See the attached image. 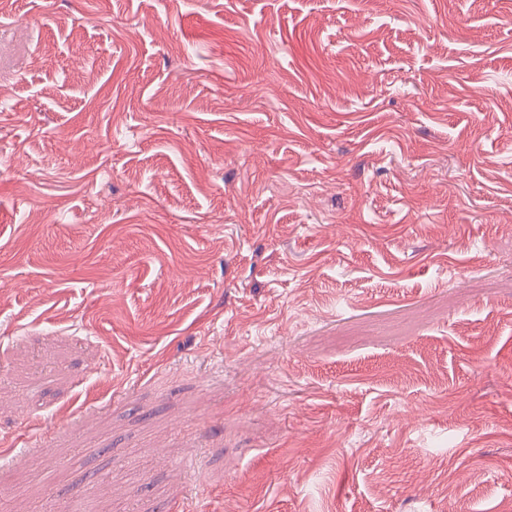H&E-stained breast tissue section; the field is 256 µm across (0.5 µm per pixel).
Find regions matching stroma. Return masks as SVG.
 <instances>
[{"instance_id":"35a3bbf8","label":"stroma","mask_w":512,"mask_h":512,"mask_svg":"<svg viewBox=\"0 0 512 512\" xmlns=\"http://www.w3.org/2000/svg\"><path fill=\"white\" fill-rule=\"evenodd\" d=\"M512 503V0H0V512Z\"/></svg>"}]
</instances>
